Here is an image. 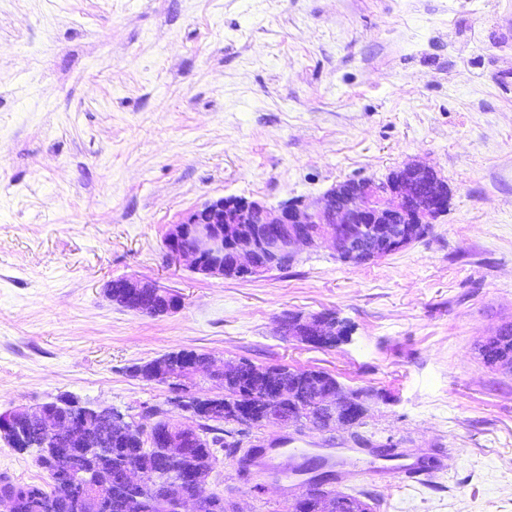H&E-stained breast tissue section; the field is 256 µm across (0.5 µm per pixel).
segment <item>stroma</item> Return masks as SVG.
Returning <instances> with one entry per match:
<instances>
[{"label":"stroma","mask_w":512,"mask_h":512,"mask_svg":"<svg viewBox=\"0 0 512 512\" xmlns=\"http://www.w3.org/2000/svg\"><path fill=\"white\" fill-rule=\"evenodd\" d=\"M409 162L448 182L425 235L360 265L328 244L285 270L206 277L164 237L219 197L314 199ZM157 283L178 311L104 294ZM335 313L347 342L282 336ZM512 322V0H0V414L61 394L140 416L168 386L131 366L183 348L323 370L368 392L359 431L274 422L251 443L283 468L342 448L328 490L372 512H512V373L479 346ZM393 442L426 482L360 474ZM301 449L300 458L287 456ZM221 456L203 487L239 512H288L284 481ZM41 485L0 438V476ZM120 279L122 280L123 287L112 288L111 280L106 285V295L112 301L113 291L114 295L117 298H122L123 288H125L126 298L130 306L129 310L131 311H134L142 315L155 317L176 310L181 305L180 299L177 296L161 289L160 287L156 286L151 282L143 281L132 277H120ZM142 290L150 291L149 293L152 294L154 297L158 296L160 298H167L173 296V300L168 304L167 307H165L164 311L161 312L157 303L152 301L149 302L140 296Z\"/></svg>","instance_id":"obj_1"}]
</instances>
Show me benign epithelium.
I'll return each mask as SVG.
<instances>
[{
    "label": "benign epithelium",
    "instance_id": "obj_1",
    "mask_svg": "<svg viewBox=\"0 0 512 512\" xmlns=\"http://www.w3.org/2000/svg\"><path fill=\"white\" fill-rule=\"evenodd\" d=\"M447 181L438 172L419 162L408 163L395 170L390 180L373 182L359 180L340 190L332 187L314 201L288 200L269 207L258 200L245 197H221L210 200L189 211L166 234L170 257L190 260L194 272L222 277L232 270L247 276L270 271L269 260L291 264L298 254V246H316L328 240L339 260L358 264L383 253L396 252L409 245L413 238L448 210ZM252 224L250 234L240 232V225ZM130 310L159 316L180 307L178 297L155 284L132 277L122 278ZM148 290L160 298L173 297L165 309L140 296ZM285 336L323 347L332 335L331 319L326 314L305 317L293 324L288 317L280 320ZM86 407L73 400L64 417L39 408L29 411L17 408L0 414V420L15 415L28 419L30 430L23 434L28 448L65 460L67 479L60 484L59 494L48 499L45 512H55L57 500L70 499L79 512H97L103 497L84 491L92 488L82 461L67 449L80 445V454L93 452L95 444L112 438V429L136 432L151 445L161 439L172 448L173 455L190 458L194 455L192 437H175L172 431L158 433L143 420L126 418L122 413L102 407L97 414L98 437L91 435L83 421ZM215 466L203 459L181 476L165 483L162 512H183L186 503L193 502L195 512H207L210 495L203 492L206 477ZM320 492L311 486L289 504V512H306L308 502Z\"/></svg>",
    "mask_w": 512,
    "mask_h": 512
}]
</instances>
